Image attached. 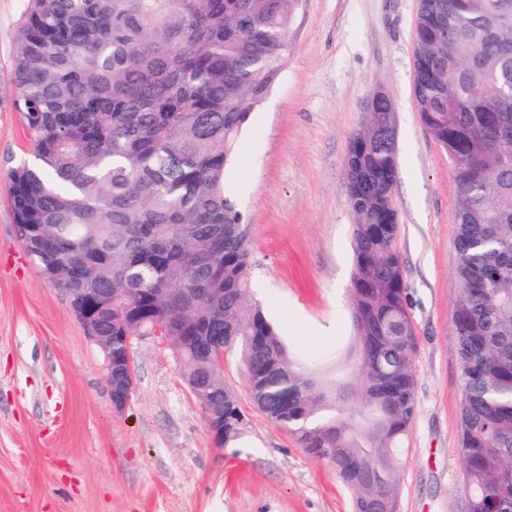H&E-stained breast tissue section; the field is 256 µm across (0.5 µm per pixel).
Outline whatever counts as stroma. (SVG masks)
<instances>
[{
    "label": "stroma",
    "instance_id": "1",
    "mask_svg": "<svg viewBox=\"0 0 512 512\" xmlns=\"http://www.w3.org/2000/svg\"><path fill=\"white\" fill-rule=\"evenodd\" d=\"M419 0H299L278 82L256 107L226 183L245 214L253 302L293 357L328 375L355 346L347 156L375 90L395 113L397 250L418 348L397 512H464L454 333L455 196L446 152L413 97ZM24 0H0V512H351L323 461L255 405L237 354L224 379L245 415L217 446L176 357L132 337L135 386L115 409L103 354L17 236L13 168L32 158L11 80Z\"/></svg>",
    "mask_w": 512,
    "mask_h": 512
}]
</instances>
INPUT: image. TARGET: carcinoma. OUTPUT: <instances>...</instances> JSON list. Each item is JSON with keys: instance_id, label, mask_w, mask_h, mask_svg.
Segmentation results:
<instances>
[{"instance_id": "cac0c4a2", "label": "carcinoma", "mask_w": 512, "mask_h": 512, "mask_svg": "<svg viewBox=\"0 0 512 512\" xmlns=\"http://www.w3.org/2000/svg\"><path fill=\"white\" fill-rule=\"evenodd\" d=\"M298 0H25L12 84L34 161L11 172L21 241L54 285L104 302L99 335L162 329L201 404L244 415L214 340L240 352L253 401L353 495L397 512L415 412L417 337L396 249L391 101L356 135L348 175L357 352L329 385L252 303L246 217L226 189L251 112L279 79ZM417 110L448 153L465 512H512V0H422Z\"/></svg>"}]
</instances>
